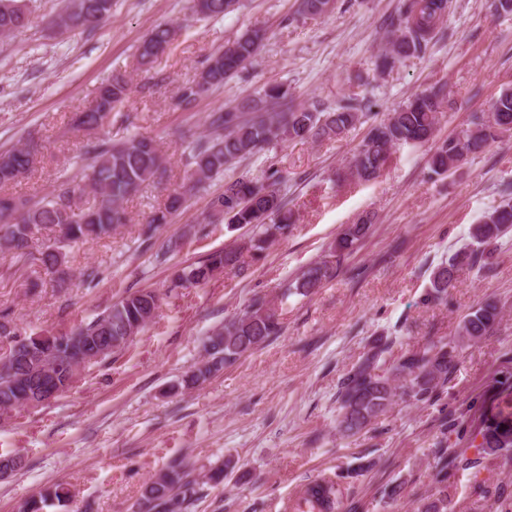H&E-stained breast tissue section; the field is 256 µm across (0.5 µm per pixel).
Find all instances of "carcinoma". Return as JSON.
Masks as SVG:
<instances>
[{
  "instance_id": "obj_1",
  "label": "carcinoma",
  "mask_w": 512,
  "mask_h": 512,
  "mask_svg": "<svg viewBox=\"0 0 512 512\" xmlns=\"http://www.w3.org/2000/svg\"><path fill=\"white\" fill-rule=\"evenodd\" d=\"M30 0H0V39L31 21ZM239 0H195L196 12L207 18L224 17L236 10ZM301 12L319 16L331 8L329 0H299ZM112 14V0H69L51 24L64 29H93ZM448 15V0H405L397 18V32L388 40L387 51L376 60V69L385 73L396 63L427 46L437 27ZM171 25H158L142 41L137 51L138 65L148 68L176 39ZM262 36L247 32L224 49L209 56L200 73L205 83L184 85L178 100L193 106L207 93L224 86L258 53ZM129 98V80L121 72L102 82L93 108L74 113L72 123L78 130H97L112 118V112ZM449 104L444 89L414 94L406 104L388 113L375 125L353 159V172L361 180L375 178L389 160L396 144H422L430 140L438 115ZM364 113L347 103L333 112L315 105L294 103L283 84L263 89L256 98L227 105L210 114L212 132L189 142L186 155L187 183L167 195L141 229L142 242L150 241L159 229L186 201V194L205 185L224 170L260 152L274 143L315 138H338L360 121ZM512 131V90L503 91L491 110L478 116L472 126L443 142L433 153L429 168L445 175L469 156L482 152L501 134ZM35 148L17 141L0 150V252L17 258L30 254V243L40 231L58 229L59 238L43 246L38 261L45 273L61 283L71 277L65 246L89 239L112 236L128 223L124 203L140 187L160 177L165 159L157 144L137 135L113 140L103 134L84 145L79 161L58 173L53 190L34 200L13 195L5 187L25 178L32 170ZM282 179L273 174L259 181L241 175L224 184V192L212 199L208 221H226L239 226L265 227L262 235L230 249L209 254L202 262L177 271L169 290L202 285L226 269H242L244 256L260 259L271 243L288 233V217L283 212ZM372 218L348 224L337 234L328 251L313 262L289 285L295 293L312 294L330 280L340 260L357 250L369 234ZM512 230V202L505 201L472 225L469 247L460 250L431 274L430 289L424 301L448 297L456 273L476 268L491 254L496 242ZM161 296L154 290L127 294L97 317L65 332L25 335L5 316L0 317V338L10 340V348L0 357V411L9 413L25 407L23 401L61 387L71 389L80 372L124 348L129 339L151 321ZM500 315L494 301H484L467 314L458 326L455 343L474 341L488 334ZM283 326L274 306L257 297L247 309L209 336L204 356L185 375V385L206 382L224 367L258 349L280 335ZM444 340L405 352L387 364L390 342L378 339L361 360L346 374L337 392L338 432L356 434L384 415L394 402L397 390L416 402L431 400L448 381L455 367L453 350ZM401 384H396V381ZM478 444L481 455L499 463H512V412L484 424ZM443 487L441 497L425 504L422 512H448V476L459 469L463 453L439 448L436 451ZM224 464L211 466L198 480L181 457H173L165 468L147 482L137 502L136 512H192L204 495V487L224 483ZM310 509L340 512L343 492L339 485L316 482L307 489ZM70 499L61 485L50 487L26 499L20 512H45L52 506L63 507Z\"/></svg>"
}]
</instances>
